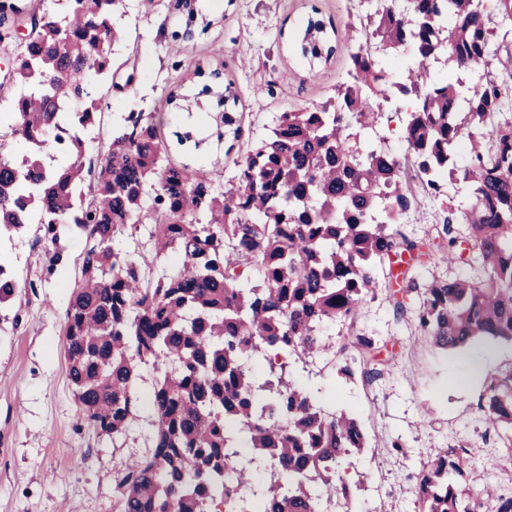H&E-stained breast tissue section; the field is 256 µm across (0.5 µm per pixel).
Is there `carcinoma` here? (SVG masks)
<instances>
[{"mask_svg":"<svg viewBox=\"0 0 512 512\" xmlns=\"http://www.w3.org/2000/svg\"><path fill=\"white\" fill-rule=\"evenodd\" d=\"M122 0L22 2L0 27L30 29L0 103V237L36 225L53 246L68 226L85 239L63 327L79 419L126 447L136 386L151 366L155 418L145 450L118 471V512H351L336 485L344 458L365 447L357 421L306 390L318 361L352 375L376 339L350 331L334 350L325 329H350L376 294V270L421 243L407 223L423 195L448 202L465 186L471 279L428 286L417 327L444 349L490 337L512 342V0H379L365 45L349 54L334 96L279 113L265 138L233 161L216 195L202 168L170 152L161 125L132 110L104 157L86 160V122L101 111L99 48L122 34ZM307 17L308 63L328 59L326 24ZM400 53L387 58L370 46ZM404 113V154L371 138L387 106ZM232 84L218 94L217 143L242 136ZM71 142L53 155L47 136ZM22 144L20 156L13 146ZM446 209L448 261L459 259ZM148 224L147 239L136 234ZM171 252L182 266L168 272ZM479 410L512 451V370L490 380ZM467 450L443 451L417 473L419 512H512V491L460 493Z\"/></svg>","mask_w":512,"mask_h":512,"instance_id":"1","label":"carcinoma"}]
</instances>
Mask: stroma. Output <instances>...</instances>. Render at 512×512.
I'll return each instance as SVG.
<instances>
[{"label": "stroma", "mask_w": 512, "mask_h": 512, "mask_svg": "<svg viewBox=\"0 0 512 512\" xmlns=\"http://www.w3.org/2000/svg\"><path fill=\"white\" fill-rule=\"evenodd\" d=\"M126 4L129 15L119 23L124 38L112 50L117 87L95 117L87 150L103 155L127 102L143 97L165 135L197 126L202 142L176 149L181 162L196 167L223 155V168L210 172L218 192L235 173L234 158L266 133L279 112L323 102L335 92L349 53L366 38L358 22L363 0H201L192 35L176 41L174 54L171 33L181 15L176 0H158L151 11L144 0ZM315 9L334 22L335 52L329 61L311 65L295 43ZM215 71L220 79H212ZM228 82L244 114L242 136L230 149L208 136L210 98L176 106L167 101L176 88L209 84L218 90ZM443 217L440 202L422 199L406 231L434 246L431 260L422 267L379 269L377 296L361 309L358 328L378 340L372 366L379 377L368 382L330 369L318 379L328 407L353 413L368 441L345 479L356 512H418L411 474L439 449L461 444L471 460L468 488L512 489V461L505 460L477 409L490 378L512 370V343L478 339L462 349L441 350L416 326L417 295L406 297L401 312L386 297L410 278L424 283L468 275L463 263L442 260L437 231ZM60 246L65 261L51 274L33 232L0 240V255L24 283L0 305V512H117V471L130 452L142 450L150 430L147 404L124 448L80 424L62 330L84 240L67 234ZM30 280L38 288L27 289ZM395 440L403 442V451L392 449Z\"/></svg>", "instance_id": "obj_1"}]
</instances>
